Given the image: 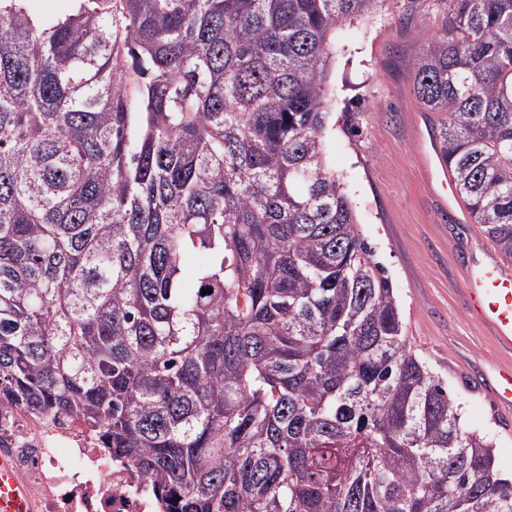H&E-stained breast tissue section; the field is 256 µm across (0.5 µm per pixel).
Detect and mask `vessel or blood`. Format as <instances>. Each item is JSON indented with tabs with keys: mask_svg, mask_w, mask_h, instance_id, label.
Listing matches in <instances>:
<instances>
[{
	"mask_svg": "<svg viewBox=\"0 0 512 512\" xmlns=\"http://www.w3.org/2000/svg\"><path fill=\"white\" fill-rule=\"evenodd\" d=\"M463 284L474 319L508 355L494 364L490 399L500 412L512 414V271L492 253L466 268ZM0 512H30L26 492L10 461L0 457Z\"/></svg>",
	"mask_w": 512,
	"mask_h": 512,
	"instance_id": "b4317fda",
	"label": "vessel or blood"
}]
</instances>
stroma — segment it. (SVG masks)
Here are the masks:
<instances>
[{"label": "stroma", "instance_id": "1", "mask_svg": "<svg viewBox=\"0 0 512 512\" xmlns=\"http://www.w3.org/2000/svg\"><path fill=\"white\" fill-rule=\"evenodd\" d=\"M448 0H380L373 14L336 29L328 75L336 128L327 158L345 184L364 238L391 279L413 349L440 377L467 429L487 436L512 474V420L498 418L480 381L499 351L477 325L449 254L451 241L482 235L437 200L420 162L442 117L414 94L413 62L444 34Z\"/></svg>", "mask_w": 512, "mask_h": 512}]
</instances>
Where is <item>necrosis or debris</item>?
I'll return each instance as SVG.
<instances>
[{
  "instance_id": "obj_1",
  "label": "necrosis or debris",
  "mask_w": 512,
  "mask_h": 512,
  "mask_svg": "<svg viewBox=\"0 0 512 512\" xmlns=\"http://www.w3.org/2000/svg\"><path fill=\"white\" fill-rule=\"evenodd\" d=\"M0 456L11 460L32 512H165L152 482L113 459L78 420L40 418L0 401Z\"/></svg>"
}]
</instances>
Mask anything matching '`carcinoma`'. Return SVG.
<instances>
[{
  "label": "carcinoma",
  "instance_id": "cac0c4a2",
  "mask_svg": "<svg viewBox=\"0 0 512 512\" xmlns=\"http://www.w3.org/2000/svg\"><path fill=\"white\" fill-rule=\"evenodd\" d=\"M29 2L0 0V398L167 512H512L326 161L331 33L381 0ZM414 71L512 260V0H450ZM33 14L45 23H50L78 7L77 0H33L30 2Z\"/></svg>",
  "mask_w": 512,
  "mask_h": 512
}]
</instances>
